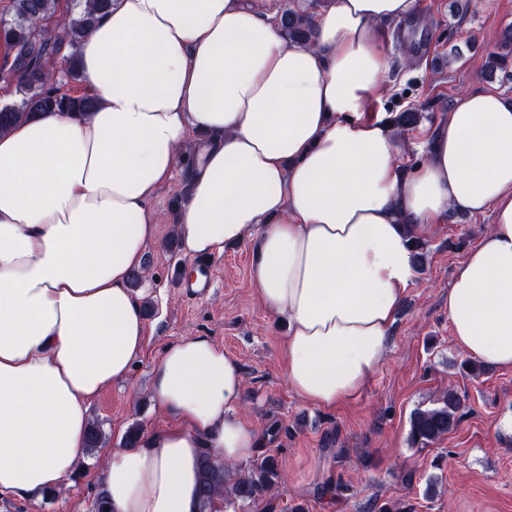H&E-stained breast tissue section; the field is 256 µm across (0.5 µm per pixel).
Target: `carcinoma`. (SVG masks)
<instances>
[{"instance_id":"carcinoma-1","label":"carcinoma","mask_w":512,"mask_h":512,"mask_svg":"<svg viewBox=\"0 0 512 512\" xmlns=\"http://www.w3.org/2000/svg\"><path fill=\"white\" fill-rule=\"evenodd\" d=\"M113 0H86L79 10L63 21L62 30L51 31L39 26L41 20L54 13L55 0H13V19L0 21V41L14 53L10 77L16 78L21 93L20 101L0 107V135L12 127L44 112H90L95 99L89 94L79 96L60 91L51 83L45 60L57 56L63 47L69 52L63 56L66 73L72 79L80 78L79 47L94 28L99 16L112 7ZM281 25L288 40L309 45L315 37L307 15L288 11L281 17ZM491 67L508 72L512 68V31L503 38L499 51L490 55ZM421 113L409 108L392 118L402 131L416 128ZM461 398L453 390L443 394L438 406L417 409L410 416L407 442L410 447L424 449L457 426ZM281 480L278 460L264 455L253 460L245 469L215 461L206 453L200 461L199 497L201 512H215L217 501L228 508L239 503H260L276 489Z\"/></svg>"}]
</instances>
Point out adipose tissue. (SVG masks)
Wrapping results in <instances>:
<instances>
[{
	"mask_svg": "<svg viewBox=\"0 0 512 512\" xmlns=\"http://www.w3.org/2000/svg\"><path fill=\"white\" fill-rule=\"evenodd\" d=\"M416 3L332 0L303 47L276 0H113L79 51L95 110L0 136V499L62 488L92 402L142 356L129 279L159 235L152 200L195 133L181 249L253 243L250 280L288 326L286 381L304 401L336 409L377 373L415 275L404 227L453 211L493 215L448 290L453 338L512 369V105L460 94L407 171L389 124L361 117L386 70L381 27ZM244 386L211 337L169 343L150 391L171 423L106 452L112 512H200L203 453L238 463L258 446L237 413Z\"/></svg>",
	"mask_w": 512,
	"mask_h": 512,
	"instance_id": "obj_1",
	"label": "adipose tissue"
}]
</instances>
